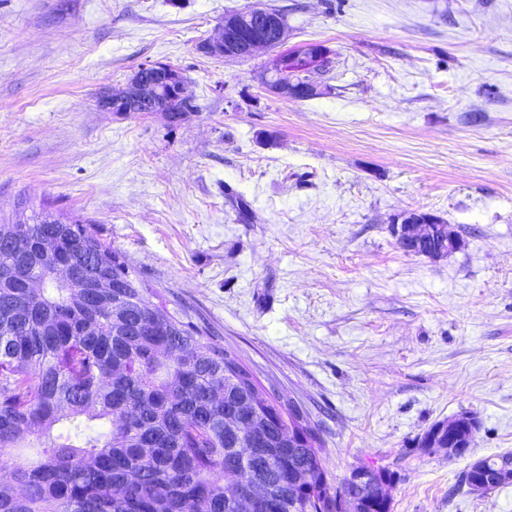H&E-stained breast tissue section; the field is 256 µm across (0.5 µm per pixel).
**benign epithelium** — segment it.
Instances as JSON below:
<instances>
[{
  "instance_id": "obj_1",
  "label": "benign epithelium",
  "mask_w": 512,
  "mask_h": 512,
  "mask_svg": "<svg viewBox=\"0 0 512 512\" xmlns=\"http://www.w3.org/2000/svg\"><path fill=\"white\" fill-rule=\"evenodd\" d=\"M286 33V22L262 6H250L234 14L224 16L217 33L205 40L200 49L212 56L229 60H243L257 51L269 48L272 41L282 42ZM267 85L285 98L298 99L301 94L313 97L317 94L318 81H305V86L281 72L273 73ZM191 102L185 92V81L180 72L164 63H148L140 66L130 77L122 92L110 93L102 99V106L119 113L129 112H167L159 106L172 97ZM444 220L431 212L405 213L393 220L391 233L398 246L406 253L416 254L421 243L436 238L443 233ZM461 238L453 230H448V240L432 253L439 257L460 248ZM475 424L468 415H458L448 419L441 426V432L447 433V441H433L428 450L446 449L448 455L462 457L470 453ZM224 433L237 439V458L244 462L258 460L251 444L244 440L247 430L236 420L224 419ZM348 483L355 486L360 496L382 499L389 497V486L374 478L372 470L359 465L346 475ZM274 506V496L266 480L262 479L254 486L252 495L237 501L238 512H259Z\"/></svg>"
}]
</instances>
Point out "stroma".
I'll list each match as a JSON object with an SVG mask.
<instances>
[{
    "label": "stroma",
    "mask_w": 512,
    "mask_h": 512,
    "mask_svg": "<svg viewBox=\"0 0 512 512\" xmlns=\"http://www.w3.org/2000/svg\"><path fill=\"white\" fill-rule=\"evenodd\" d=\"M257 1L285 49L327 48L317 96L268 91L274 50L199 51ZM149 62L198 105L179 124L99 105ZM41 208L298 410L333 480L387 467L391 512H512V483H462L512 451V0H0V219ZM414 210L462 247L400 250ZM461 414L468 456L418 448ZM481 469L483 472L466 471L463 476L464 483L475 492L486 493L499 487L502 484L489 485L484 487L481 491L475 489V484L478 481H484V477L493 474L497 471L507 470L512 473V452H506L493 457H486L481 459Z\"/></svg>",
    "instance_id": "obj_1"
}]
</instances>
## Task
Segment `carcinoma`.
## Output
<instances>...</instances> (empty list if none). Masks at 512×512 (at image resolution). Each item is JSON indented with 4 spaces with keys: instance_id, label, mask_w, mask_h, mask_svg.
I'll list each match as a JSON object with an SVG mask.
<instances>
[{
    "instance_id": "obj_1",
    "label": "carcinoma",
    "mask_w": 512,
    "mask_h": 512,
    "mask_svg": "<svg viewBox=\"0 0 512 512\" xmlns=\"http://www.w3.org/2000/svg\"><path fill=\"white\" fill-rule=\"evenodd\" d=\"M322 51L281 54L272 68L302 81ZM19 237L26 251L8 252ZM62 255L83 288L54 278ZM153 297L86 224L45 210L0 222V512H238L225 489L246 494L261 476L275 485V512H336L300 414ZM234 412L265 427L260 468L224 437ZM290 434L295 443L278 441ZM502 470L512 473V452L481 459L463 481L473 490ZM345 512H390V502Z\"/></svg>"
}]
</instances>
